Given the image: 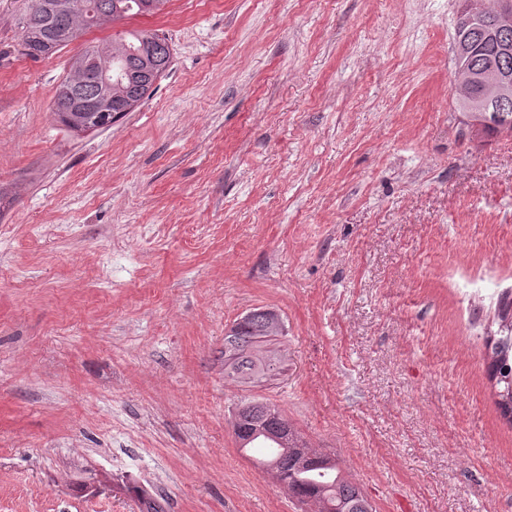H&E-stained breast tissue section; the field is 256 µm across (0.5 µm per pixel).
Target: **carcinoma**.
Listing matches in <instances>:
<instances>
[{
  "label": "carcinoma",
  "instance_id": "cac0c4a2",
  "mask_svg": "<svg viewBox=\"0 0 512 512\" xmlns=\"http://www.w3.org/2000/svg\"><path fill=\"white\" fill-rule=\"evenodd\" d=\"M169 0H31L22 18L20 47L37 60L52 56L84 31L108 21L164 13ZM488 0H463L455 23L454 50L475 69L489 63L512 71V52L503 55V42L512 46V26L498 23ZM168 39L153 30H133L103 39L76 54L68 76L59 84L51 112L67 128L84 131L99 123L108 126L123 112H132L154 93L155 83L172 63ZM471 101L456 100L469 124L482 135L512 136V96L494 98L474 91ZM283 331L280 317L255 308L224 336V372L244 383L269 377L280 359L265 343ZM490 377L498 387L497 407L512 424V402L506 401V380L512 381V326L492 345ZM239 449L262 453L260 464L275 465L280 484L317 512H374L366 494L329 453L311 450L281 409L263 400H244L232 414Z\"/></svg>",
  "mask_w": 512,
  "mask_h": 512
}]
</instances>
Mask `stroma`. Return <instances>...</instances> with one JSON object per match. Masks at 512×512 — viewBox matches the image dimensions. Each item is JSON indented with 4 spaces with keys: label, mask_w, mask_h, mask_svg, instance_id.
Instances as JSON below:
<instances>
[{
    "label": "stroma",
    "mask_w": 512,
    "mask_h": 512,
    "mask_svg": "<svg viewBox=\"0 0 512 512\" xmlns=\"http://www.w3.org/2000/svg\"><path fill=\"white\" fill-rule=\"evenodd\" d=\"M460 0H171L18 51L0 0V512H306L237 449L276 404L376 512H512L488 338L512 301V137L452 102ZM173 59L105 130L50 112L87 44ZM263 307L272 380L224 375Z\"/></svg>",
    "instance_id": "1"
}]
</instances>
